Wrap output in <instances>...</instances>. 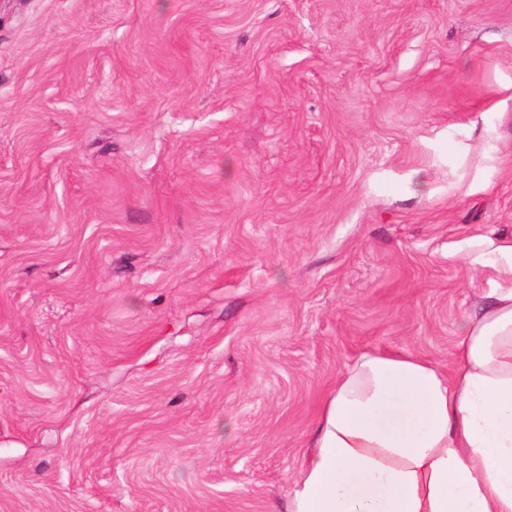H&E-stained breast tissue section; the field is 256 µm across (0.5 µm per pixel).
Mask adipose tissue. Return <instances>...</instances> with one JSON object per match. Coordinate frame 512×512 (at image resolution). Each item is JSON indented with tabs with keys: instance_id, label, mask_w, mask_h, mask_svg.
<instances>
[{
	"instance_id": "ef3b65f1",
	"label": "adipose tissue",
	"mask_w": 512,
	"mask_h": 512,
	"mask_svg": "<svg viewBox=\"0 0 512 512\" xmlns=\"http://www.w3.org/2000/svg\"><path fill=\"white\" fill-rule=\"evenodd\" d=\"M450 367L366 352L326 396L287 512H512V239Z\"/></svg>"
}]
</instances>
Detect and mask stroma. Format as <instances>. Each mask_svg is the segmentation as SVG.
<instances>
[{
	"mask_svg": "<svg viewBox=\"0 0 512 512\" xmlns=\"http://www.w3.org/2000/svg\"><path fill=\"white\" fill-rule=\"evenodd\" d=\"M512 237V0L0 8V512H286L362 353L450 365Z\"/></svg>",
	"mask_w": 512,
	"mask_h": 512,
	"instance_id": "obj_1",
	"label": "stroma"
}]
</instances>
